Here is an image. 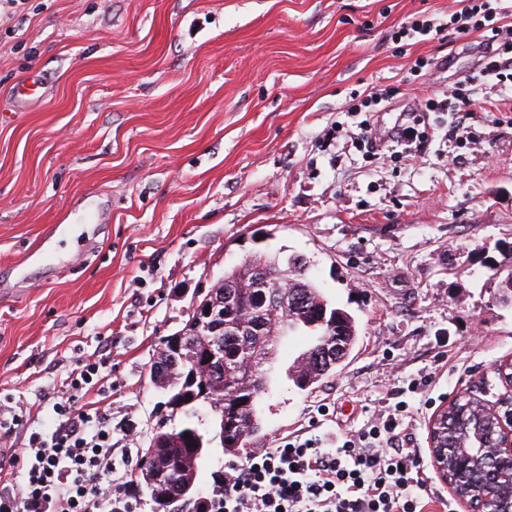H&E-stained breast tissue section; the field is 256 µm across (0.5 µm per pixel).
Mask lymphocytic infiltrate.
<instances>
[{
	"label": "lymphocytic infiltrate",
	"instance_id": "f902f5d3",
	"mask_svg": "<svg viewBox=\"0 0 512 512\" xmlns=\"http://www.w3.org/2000/svg\"><path fill=\"white\" fill-rule=\"evenodd\" d=\"M456 31L489 28L479 76L497 84L512 71V17L486 14L478 0H455ZM109 358L74 359L52 404L48 432L32 430L22 403L0 404V441L23 433L21 447L0 456V512H136V468L115 463L112 412L90 401ZM396 414L344 436L331 447L296 436L225 465L201 512H425L430 503L413 448L393 442Z\"/></svg>",
	"mask_w": 512,
	"mask_h": 512
}]
</instances>
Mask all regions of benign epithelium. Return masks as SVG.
<instances>
[{"label": "benign epithelium", "mask_w": 512, "mask_h": 512, "mask_svg": "<svg viewBox=\"0 0 512 512\" xmlns=\"http://www.w3.org/2000/svg\"><path fill=\"white\" fill-rule=\"evenodd\" d=\"M257 287L262 293V304L267 317L275 320L288 310V302L280 290L269 289L267 278L259 276ZM196 311L194 325L163 338L160 350L169 356L171 368L187 360L197 363L202 374L199 398L210 395L209 383L224 380V364L212 366L220 351L200 332L203 323H210L214 334L224 330V289L214 285L210 291L193 302ZM497 374L509 392L498 402L490 404L469 391L454 395L439 412L455 419L456 446L448 450L438 447L435 423H430L428 443L433 466L454 498L469 512H512V493L505 484L512 485V359L501 362ZM470 400L473 409L469 417L457 412L458 399ZM168 439L154 436L147 457L158 465L164 456Z\"/></svg>", "instance_id": "7a95c632"}]
</instances>
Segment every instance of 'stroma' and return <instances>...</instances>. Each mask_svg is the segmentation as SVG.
<instances>
[{
  "mask_svg": "<svg viewBox=\"0 0 512 512\" xmlns=\"http://www.w3.org/2000/svg\"><path fill=\"white\" fill-rule=\"evenodd\" d=\"M455 0H27L0 12V276L40 251L25 294L0 300V393L48 411L75 351L112 345V434L141 458L164 410L149 373L195 296L257 251L303 258L358 323L335 377L285 371L248 452L336 438L407 407L398 427L427 492L465 512L436 473L433 416L470 388L496 401L512 357V81L482 84L483 38L448 28ZM436 18L434 38L397 39ZM432 62L428 92L412 66ZM40 78L46 96L15 101ZM470 85L463 139L432 112L419 151L387 134L405 111ZM383 93L376 154L346 107ZM48 224L72 233L42 244Z\"/></svg>",
  "mask_w": 512,
  "mask_h": 512,
  "instance_id": "1",
  "label": "stroma"
}]
</instances>
